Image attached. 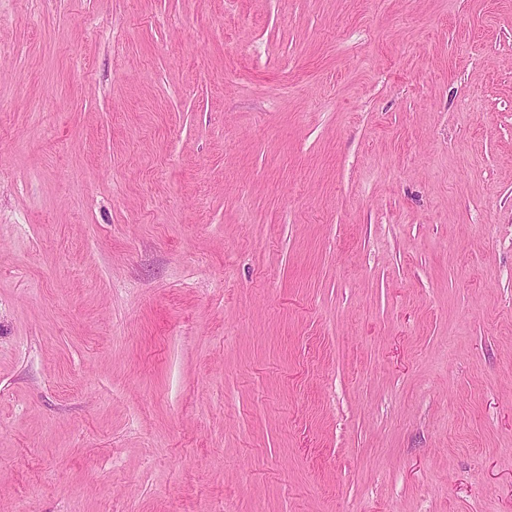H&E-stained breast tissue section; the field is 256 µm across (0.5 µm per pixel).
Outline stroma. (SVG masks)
Wrapping results in <instances>:
<instances>
[{
    "label": "stroma",
    "mask_w": 512,
    "mask_h": 512,
    "mask_svg": "<svg viewBox=\"0 0 512 512\" xmlns=\"http://www.w3.org/2000/svg\"><path fill=\"white\" fill-rule=\"evenodd\" d=\"M0 512H512V0H0Z\"/></svg>",
    "instance_id": "stroma-1"
}]
</instances>
